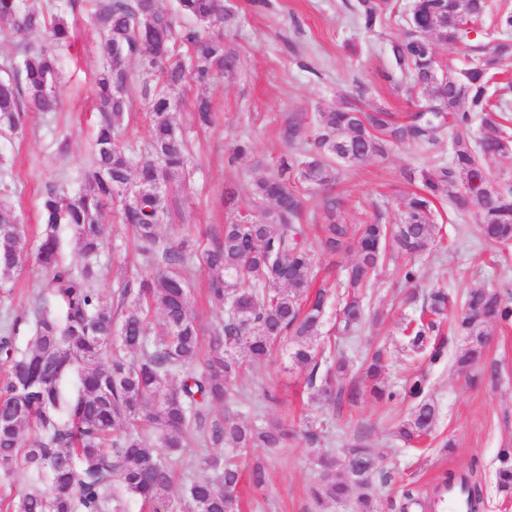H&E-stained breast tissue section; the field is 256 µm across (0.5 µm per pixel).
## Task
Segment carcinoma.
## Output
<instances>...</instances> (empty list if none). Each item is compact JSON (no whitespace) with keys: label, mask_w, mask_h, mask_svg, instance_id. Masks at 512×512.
Returning <instances> with one entry per match:
<instances>
[{"label":"carcinoma","mask_w":512,"mask_h":512,"mask_svg":"<svg viewBox=\"0 0 512 512\" xmlns=\"http://www.w3.org/2000/svg\"><path fill=\"white\" fill-rule=\"evenodd\" d=\"M181 15L194 28L178 29L175 13L163 0H100L96 23L104 37L107 65L97 74L93 155L81 175V189L47 187L42 200L43 230L35 258L50 272L58 312L45 296L34 300L28 313L18 315L0 335V476L20 468L28 489L13 504V512H124L130 495L158 512H236L234 496L242 472L235 457L206 455L188 464L201 475L175 491L172 463L194 439L204 448H284L288 432L279 421L257 426L245 422L227 406L228 382L246 363L265 360L284 338L293 346L289 357L308 372L307 383L334 395L337 404L360 395L356 382L340 385L348 361L339 344L318 348L327 307V290L317 279L311 250L301 224L300 188L319 187L324 223L319 246L335 252L357 237V258L345 270L339 308L338 340L352 338L364 321L362 292L386 256L387 246L405 252L424 250L439 232L434 199L445 196L459 211H473L481 236L495 244L512 242V184L493 187L482 167L486 158L512 159V139L503 130L506 117L492 102L489 86L500 76L503 61L512 58V10L496 23L499 37L484 31L475 38V22L486 13V0H412L410 26L424 34L418 41L391 44L397 67L411 73L428 103L405 121L383 109L369 112L343 102L319 112L317 149L294 153L279 161L274 173L256 181L254 209L234 208L235 191H224V203L234 216L198 250L194 242L163 240L159 224L170 213V194L157 193L185 178L190 164L187 140L176 134L171 110L192 80L200 85L231 75L238 54L224 40L207 35L212 26H230L234 15L219 0H178ZM356 13L366 31L382 24L389 0H357ZM4 32L17 35L45 32L44 44L23 47L20 69L0 79V129L21 130L22 104L39 112H55L58 79L56 49L71 39L64 13L47 20L38 0H0ZM464 43L475 64L460 72L438 66L432 36ZM187 48L188 61L175 53ZM147 54L148 68L161 67L159 77L143 80L141 97L151 103L147 146L139 151L121 147L118 136L131 108L126 63ZM197 124L215 123L211 101L194 105ZM490 133L474 141L472 114ZM305 116L290 113L282 136L294 144L302 136ZM455 129L451 162L422 173L423 191L403 198L400 223L349 224L342 200L333 191L338 166L356 168L381 156L393 145H437L443 130ZM121 202L120 220L131 227L147 263L150 279L122 277L105 304L95 288L98 256L105 242L104 210ZM67 226L83 258L74 270L61 257L59 228ZM28 255L26 228L16 211L0 203V288L9 284ZM212 274L211 301L224 309V320L204 336L190 310L195 266ZM451 308L448 291L435 288L419 317L406 325L405 351L410 358L429 352L438 362L443 351L430 345ZM159 314L164 331L152 334L151 318ZM512 321V306L489 288L471 290L455 327L468 347L455 358L460 373L468 372L484 354L487 327ZM32 332L22 348L18 333ZM385 352L376 350L364 372L365 387L378 401L393 400L383 378ZM423 375L410 379L403 396L414 401L410 416L395 431L412 443L432 435L437 410L426 396ZM166 452L158 451V448ZM498 488L512 492V451L500 454ZM319 482L313 498L321 506L341 502L358 491L355 512H376L370 492L376 455L362 438L340 458L318 453ZM458 485L468 512H478L481 487L474 471L444 472L432 496L406 499L422 512H434L436 498Z\"/></svg>","instance_id":"carcinoma-1"}]
</instances>
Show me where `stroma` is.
<instances>
[{
	"label": "stroma",
	"instance_id": "1",
	"mask_svg": "<svg viewBox=\"0 0 512 512\" xmlns=\"http://www.w3.org/2000/svg\"><path fill=\"white\" fill-rule=\"evenodd\" d=\"M98 0H79L68 12L72 37L58 49L60 75L55 93L58 111L30 113L24 128L0 134V201L12 205L36 240L41 227L40 199L51 184L78 192V175L92 159L96 113L95 78L104 64L102 36L93 22ZM356 0H223L235 14L224 33L226 44L240 54L238 71L206 85L187 84L182 101L173 111L177 129L190 146V174L174 185L181 213L162 224L163 237L176 241L190 236L196 246L207 247L231 218L225 190H234L236 205L253 206L254 182L270 174L281 157L315 148L318 128L314 113L330 110L347 97L363 109L377 106L405 118L425 107L408 73L399 71L391 55L393 41L405 36L410 0H392V16L373 31H365L354 5ZM142 57L127 64L132 109L120 132L126 149L145 145L150 108L137 91L145 76ZM208 97L216 112L210 128L198 127L193 101ZM305 114V129L297 146L279 133L286 113ZM248 138L252 151L235 163L227 158L239 138ZM444 143L436 149L398 146L362 167L341 171L336 192L342 197L348 223L381 218L393 223L400 217L402 197L421 186L420 174L440 161H448ZM442 217L440 242L424 252L394 254L379 271V279L365 301L370 311L382 313L380 324H365L342 349L352 368H359L375 346L391 353L384 373L394 390H402L414 372L427 378L426 392L438 409L436 428L424 443L410 447L395 435L412 407L411 400L375 402L360 396L354 403L335 407L332 398L307 384L306 373L291 368L289 345L281 343L264 362L248 368L230 382V404L243 420L286 419L291 437L285 448L272 452L251 448L238 452L242 469L264 461L263 488L241 483L237 496L242 512H354L352 502L316 506L312 490L317 484L313 458L318 451L341 454L357 435H367L377 457L372 490L378 512H420L406 506L405 493L425 497L447 471L475 469L483 487V512H512V495L497 488L499 452L512 448V324L488 328V347L469 374L456 373L452 363L464 351L467 339L452 327H443L437 341L446 354L443 362L423 358L409 362L402 354V330L432 288L444 287L456 300L476 288L497 289L512 303V245L485 242L477 231L474 214H457L448 200L437 201ZM117 207L104 214L107 243L98 288L111 302L120 276H151L130 231L117 216ZM415 267L416 281L401 280L399 270ZM48 273L27 259L0 288V329L26 312L37 294L47 292ZM276 391L278 402H268L265 391ZM318 441H311L310 433Z\"/></svg>",
	"mask_w": 512,
	"mask_h": 512
}]
</instances>
